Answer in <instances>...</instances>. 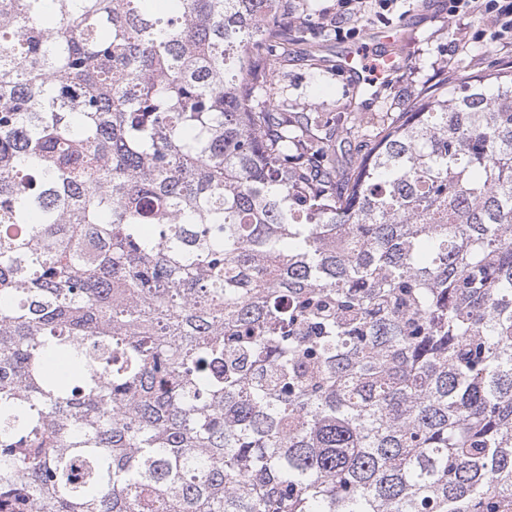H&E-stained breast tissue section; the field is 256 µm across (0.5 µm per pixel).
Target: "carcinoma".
I'll return each instance as SVG.
<instances>
[{"mask_svg": "<svg viewBox=\"0 0 512 512\" xmlns=\"http://www.w3.org/2000/svg\"><path fill=\"white\" fill-rule=\"evenodd\" d=\"M168 2L0 0V512H512V70L343 177Z\"/></svg>", "mask_w": 512, "mask_h": 512, "instance_id": "carcinoma-1", "label": "carcinoma"}]
</instances>
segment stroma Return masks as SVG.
Segmentation results:
<instances>
[{"label": "stroma", "instance_id": "stroma-1", "mask_svg": "<svg viewBox=\"0 0 512 512\" xmlns=\"http://www.w3.org/2000/svg\"><path fill=\"white\" fill-rule=\"evenodd\" d=\"M336 8V0H300L304 24L289 35L286 52L275 61L272 94L289 117L317 112L339 132L352 119H362L359 133L338 146L346 164L370 149L380 120L406 111L424 92L512 65V40L482 36L480 21L471 18L449 22L448 0H396L387 26L399 33L393 50L406 66L383 83L358 87L340 71L341 53L348 46L367 47L372 33L387 26L361 19L362 13L377 10L376 0H364L358 13L340 16ZM340 26L358 28V37L338 36Z\"/></svg>", "mask_w": 512, "mask_h": 512}]
</instances>
